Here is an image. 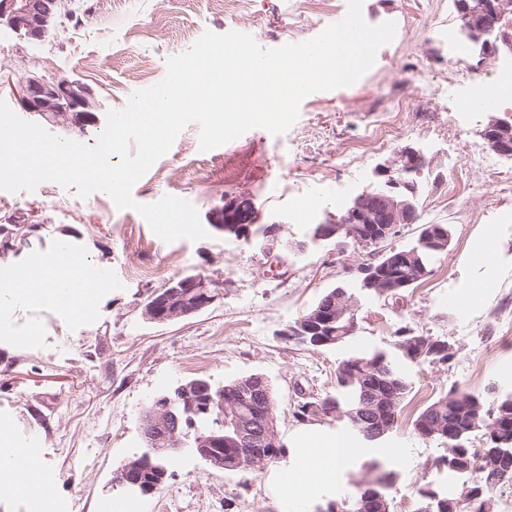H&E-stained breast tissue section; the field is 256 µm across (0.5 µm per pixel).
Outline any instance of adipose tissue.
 <instances>
[{
    "instance_id": "adipose-tissue-1",
    "label": "adipose tissue",
    "mask_w": 512,
    "mask_h": 512,
    "mask_svg": "<svg viewBox=\"0 0 512 512\" xmlns=\"http://www.w3.org/2000/svg\"><path fill=\"white\" fill-rule=\"evenodd\" d=\"M75 256L61 254L48 268L30 267L17 270V278L29 281L27 299L32 303L69 302L72 312H80L85 300L91 298L88 289L77 287ZM350 454L339 440L328 445L303 449L299 456L278 471L279 480L289 498L298 505L306 503L319 490L336 485L343 476Z\"/></svg>"
}]
</instances>
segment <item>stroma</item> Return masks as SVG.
Here are the masks:
<instances>
[{"mask_svg": "<svg viewBox=\"0 0 512 512\" xmlns=\"http://www.w3.org/2000/svg\"><path fill=\"white\" fill-rule=\"evenodd\" d=\"M292 0H249L247 16L233 20L212 13L205 0H67L64 15L45 42L29 44L0 23V70L29 67L48 78L90 86L100 114L123 109L137 90L141 61L164 77L169 57L192 45V35L231 30L253 36L265 49L318 36L335 15L315 21L292 11ZM364 19L396 24L393 41L353 85L306 97L297 121L274 135L254 128L213 150L199 149L198 124H188L160 158L166 177L146 173L132 189L151 204L171 195L192 203L208 238L164 242L131 209L105 206V193L87 199L53 182L35 191L0 193V224L34 222L25 243L0 258V279L33 266L67 245L84 268L102 272L96 300L81 315L53 303L25 300L0 304V420L9 424L1 445L34 448L50 483L51 512H104L125 498L114 480L144 444L141 415L148 402L183 380L204 376L221 383L263 375L275 394V416L287 458L312 429L313 441L350 432L344 422L322 418L297 422L292 412L302 393H325L336 384L345 359L374 351L393 352L394 331L409 327L455 343L452 365L408 364L412 389L396 431L383 450L363 448L352 456L339 497L380 461L393 472L392 512H415L418 489L446 481L433 461L448 449L423 439L412 422L434 399L456 387L489 392L512 376V342L499 329L512 319V163L489 152L479 131L489 118L512 124V106L462 112L463 89L448 97L413 87L417 74L442 78L448 71V33L459 28L453 0H362ZM399 106L404 123L393 143L363 165L344 166L341 147L364 139L377 109ZM422 148L429 160L418 178V208L425 224H446L451 242L425 282L407 290L397 306L361 293L351 266L358 249L340 251L335 241L305 242L310 225L342 210L375 179L376 168L404 147ZM485 166L470 169L472 190L448 194L472 150ZM316 202L307 223H295L291 206L300 197ZM250 199L264 223L280 226V245L225 238L212 221L225 198ZM488 260H480V253ZM168 266L167 279L145 276ZM199 275L214 282V300L199 313L167 324L142 315L151 292L167 281ZM480 298H472L475 286ZM341 287L358 300L353 336L330 349H305L284 339L282 329L329 289ZM275 466L246 476L210 469L181 451L165 485L141 496L144 512H295L275 480Z\"/></svg>", "mask_w": 512, "mask_h": 512, "instance_id": "1", "label": "stroma"}]
</instances>
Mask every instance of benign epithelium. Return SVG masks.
I'll return each instance as SVG.
<instances>
[{
  "label": "benign epithelium",
  "mask_w": 512,
  "mask_h": 512,
  "mask_svg": "<svg viewBox=\"0 0 512 512\" xmlns=\"http://www.w3.org/2000/svg\"><path fill=\"white\" fill-rule=\"evenodd\" d=\"M61 0H0V20L22 32L29 43L43 42L50 32V25L58 14ZM455 7L463 19V31H472L477 44L479 62L494 55L499 43L512 37L503 28V19L508 13L506 0H456ZM17 104L22 111L39 116L49 125L64 130L85 131L99 123L98 104L93 90L80 82L65 78L48 80L39 73L26 70L13 72L6 78ZM479 134L488 148L507 162H512V125L490 119ZM427 163L424 151L406 146L399 151L391 164L376 168L377 181L356 194L339 214H329L322 221L311 241L297 244L304 250L309 243L335 238L340 228L351 227L350 236L360 242L368 228L382 225L381 238L399 236L407 226L419 223L420 214L416 204L417 187L405 175L418 165ZM261 213L247 199H230L217 212L213 226L222 231L226 224H259ZM349 271L362 278L366 288H386L387 279L382 270L372 262L364 261ZM214 299L211 285L198 276H187L172 281L158 292L152 293L143 307L145 319L154 323H168L193 316L208 307ZM355 299L341 287L331 292L327 305L313 316L286 327L285 337H313L319 344L330 335L329 326L342 319L354 309ZM198 393L193 384H178L174 397L152 399L150 412L141 419V435L145 451L152 453L160 449L173 457L183 446L185 426L190 414L197 411ZM231 441L238 448L267 444L278 436L276 417L271 404H264L263 412L255 417L236 416L232 420ZM202 448L200 458L211 468L221 465L224 457V436L215 432L208 438L196 441ZM481 461L495 465L503 476L512 473V455L492 449Z\"/></svg>",
  "instance_id": "1"
}]
</instances>
